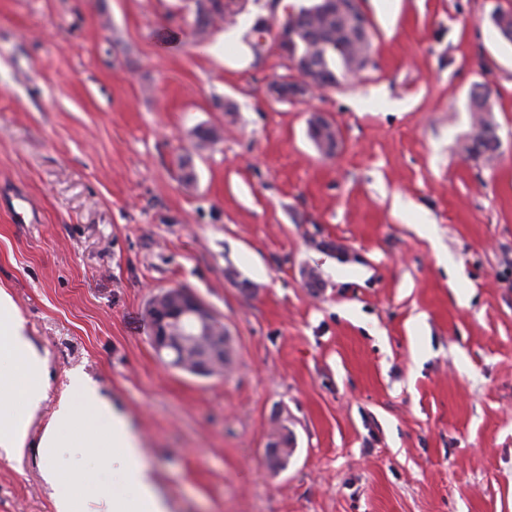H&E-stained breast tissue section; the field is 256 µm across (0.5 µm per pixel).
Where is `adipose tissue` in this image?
<instances>
[{"mask_svg":"<svg viewBox=\"0 0 512 512\" xmlns=\"http://www.w3.org/2000/svg\"><path fill=\"white\" fill-rule=\"evenodd\" d=\"M48 375L47 354L27 336L12 298L0 289V456L13 460L28 448L33 420L47 398ZM74 383L77 396L59 399L40 437L41 456L51 458L67 442L77 448L112 449L129 492L74 491L48 465L42 476L55 491L56 512H169L127 417L94 384L80 377Z\"/></svg>","mask_w":512,"mask_h":512,"instance_id":"1","label":"adipose tissue"}]
</instances>
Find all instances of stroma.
Returning a JSON list of instances; mask_svg holds the SVG:
<instances>
[{
	"mask_svg": "<svg viewBox=\"0 0 512 512\" xmlns=\"http://www.w3.org/2000/svg\"><path fill=\"white\" fill-rule=\"evenodd\" d=\"M310 3L247 0L200 38L194 0H0V287L49 358L31 438L80 373L170 512H512V45L489 22L512 0H362L371 65L274 101V35L259 60L246 36ZM480 85L489 162L461 150ZM200 125L223 131L203 152ZM167 288L223 322L224 374L156 354L143 309ZM45 463L0 458V512H55ZM49 463L123 489L108 449ZM309 137L323 155L332 156L337 148L336 129L322 115L312 116L308 121Z\"/></svg>",
	"mask_w": 512,
	"mask_h": 512,
	"instance_id": "stroma-1",
	"label": "stroma"
}]
</instances>
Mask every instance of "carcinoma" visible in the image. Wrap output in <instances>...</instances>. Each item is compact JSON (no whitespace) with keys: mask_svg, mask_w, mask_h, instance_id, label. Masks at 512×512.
Returning a JSON list of instances; mask_svg holds the SVG:
<instances>
[{"mask_svg":"<svg viewBox=\"0 0 512 512\" xmlns=\"http://www.w3.org/2000/svg\"><path fill=\"white\" fill-rule=\"evenodd\" d=\"M246 0H195L194 31L204 34L217 17L239 14ZM490 23L500 39L512 44V10L496 9ZM288 29V61L294 70L315 87H332L338 81L336 70L348 75L368 66L372 42L370 22L358 13L349 14L342 0H316L285 17ZM474 119L472 129L462 144L463 153L475 160L490 161L498 155L500 140L497 126L490 119L493 111L491 89L478 86L471 95ZM309 137L322 154L331 156L336 149V129L323 116L308 121ZM195 146L206 150L220 140L213 127L199 126L192 132Z\"/></svg>","mask_w":512,"mask_h":512,"instance_id":"1","label":"carcinoma"}]
</instances>
